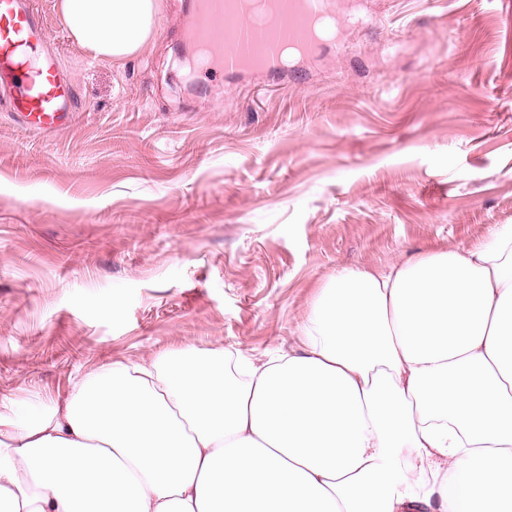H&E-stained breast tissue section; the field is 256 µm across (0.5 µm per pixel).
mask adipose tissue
I'll list each match as a JSON object with an SVG mask.
<instances>
[{
	"label": "adipose tissue",
	"instance_id": "1",
	"mask_svg": "<svg viewBox=\"0 0 512 512\" xmlns=\"http://www.w3.org/2000/svg\"><path fill=\"white\" fill-rule=\"evenodd\" d=\"M121 64L160 0H58ZM300 345L165 350L0 400V512H512V224L344 267Z\"/></svg>",
	"mask_w": 512,
	"mask_h": 512
}]
</instances>
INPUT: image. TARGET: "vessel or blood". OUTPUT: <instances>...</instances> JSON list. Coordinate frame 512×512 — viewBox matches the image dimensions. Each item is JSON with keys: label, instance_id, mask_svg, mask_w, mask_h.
I'll list each match as a JSON object with an SVG mask.
<instances>
[{"label": "vessel or blood", "instance_id": "obj_1", "mask_svg": "<svg viewBox=\"0 0 512 512\" xmlns=\"http://www.w3.org/2000/svg\"><path fill=\"white\" fill-rule=\"evenodd\" d=\"M195 3L193 41L228 80L257 74L266 84L287 86L294 73L285 52L313 55L330 42L314 24L328 13L327 0H266L260 21L251 18L252 0ZM48 40L46 15L32 0H0V84L16 120L36 134L64 127L75 116L71 84Z\"/></svg>", "mask_w": 512, "mask_h": 512}]
</instances>
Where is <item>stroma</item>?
<instances>
[{"label": "stroma", "instance_id": "stroma-1", "mask_svg": "<svg viewBox=\"0 0 512 512\" xmlns=\"http://www.w3.org/2000/svg\"><path fill=\"white\" fill-rule=\"evenodd\" d=\"M47 10L79 110L24 130L0 96V399L173 348L299 343L320 284L512 224V0H335L302 81L199 66L163 0L123 67Z\"/></svg>", "mask_w": 512, "mask_h": 512}]
</instances>
